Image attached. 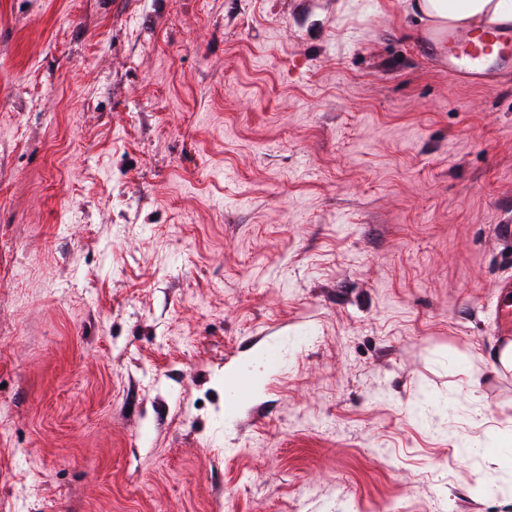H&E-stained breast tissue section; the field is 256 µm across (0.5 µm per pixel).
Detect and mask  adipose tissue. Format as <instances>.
<instances>
[{"label":"adipose tissue","mask_w":512,"mask_h":512,"mask_svg":"<svg viewBox=\"0 0 512 512\" xmlns=\"http://www.w3.org/2000/svg\"><path fill=\"white\" fill-rule=\"evenodd\" d=\"M411 13L428 32L512 23V0H411Z\"/></svg>","instance_id":"obj_1"}]
</instances>
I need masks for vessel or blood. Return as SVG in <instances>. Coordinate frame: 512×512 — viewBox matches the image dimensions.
Here are the masks:
<instances>
[{
    "label": "vessel or blood",
    "instance_id": "1",
    "mask_svg": "<svg viewBox=\"0 0 512 512\" xmlns=\"http://www.w3.org/2000/svg\"><path fill=\"white\" fill-rule=\"evenodd\" d=\"M444 58L452 79L496 84L501 75L512 71V28L488 27L449 35Z\"/></svg>",
    "mask_w": 512,
    "mask_h": 512
}]
</instances>
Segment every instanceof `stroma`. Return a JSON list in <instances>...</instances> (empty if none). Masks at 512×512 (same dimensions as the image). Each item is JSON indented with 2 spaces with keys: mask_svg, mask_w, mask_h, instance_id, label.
I'll return each instance as SVG.
<instances>
[{
  "mask_svg": "<svg viewBox=\"0 0 512 512\" xmlns=\"http://www.w3.org/2000/svg\"><path fill=\"white\" fill-rule=\"evenodd\" d=\"M425 35L0 0V512H512V78ZM504 288L503 295L505 300L497 306V328L500 336H507L511 339L512 335V297L511 282L502 284Z\"/></svg>",
  "mask_w": 512,
  "mask_h": 512,
  "instance_id": "stroma-1",
  "label": "stroma"
}]
</instances>
